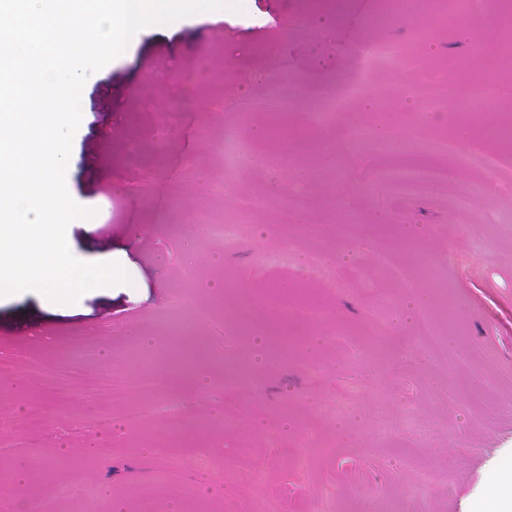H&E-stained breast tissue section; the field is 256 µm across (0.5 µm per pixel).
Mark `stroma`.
I'll return each mask as SVG.
<instances>
[{"mask_svg":"<svg viewBox=\"0 0 512 512\" xmlns=\"http://www.w3.org/2000/svg\"><path fill=\"white\" fill-rule=\"evenodd\" d=\"M384 2L242 0L137 33L84 85L66 185L95 215L72 246L98 263L123 247L133 267L74 315L0 301V358L16 364L0 414L18 436L0 442V512H470L485 495L512 459V147L476 131L448 154L444 105L485 71L501 18L483 0L435 31L437 0H421L383 33L403 62L364 70ZM359 69L386 100L315 117ZM410 167L456 176L408 193L392 173ZM217 220L245 240L212 243ZM406 227L433 273L400 253ZM199 341L201 387L173 361ZM76 342L86 376L130 382L149 361L157 392L87 401L32 376Z\"/></svg>","mask_w":512,"mask_h":512,"instance_id":"35a3bbf8","label":"stroma"}]
</instances>
